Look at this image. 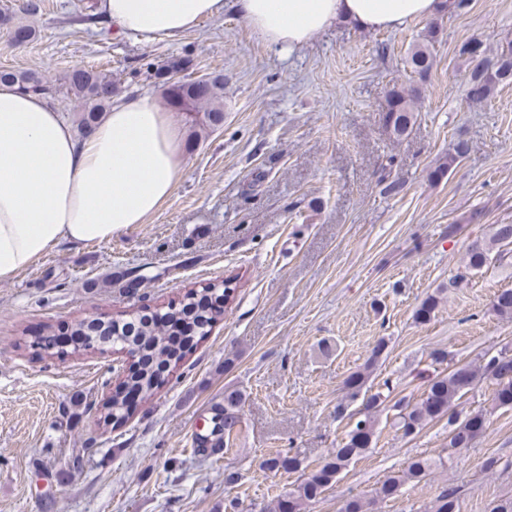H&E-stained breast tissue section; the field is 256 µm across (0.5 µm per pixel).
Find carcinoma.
Wrapping results in <instances>:
<instances>
[{
    "label": "carcinoma",
    "instance_id": "1",
    "mask_svg": "<svg viewBox=\"0 0 512 512\" xmlns=\"http://www.w3.org/2000/svg\"><path fill=\"white\" fill-rule=\"evenodd\" d=\"M35 27L32 23L20 22L12 28L11 40L22 45L32 40ZM460 54L473 64L467 81L466 97L475 104L492 100L499 84L512 80V40L504 39L492 52L480 41H469L460 48ZM405 64L410 73L423 81L433 67V57L425 43H418L409 49ZM195 58L190 53L172 56L158 63H146V72L163 87L167 105L177 111L203 112L209 125L219 127L224 123V75H210L201 83L190 77L196 70ZM16 86L26 93L40 94L52 101L59 95L73 97L82 103L80 134L91 130L107 112L112 98L117 94L118 85L112 77L74 66L58 83H52L35 72L0 70V83ZM420 97L419 88L413 84L393 87L389 92L385 122L390 133L397 139L409 135L417 122L416 103ZM469 145L463 140L453 144L448 155L432 171V178L441 180L460 164L467 155ZM512 253V224H493L489 236L473 242L467 249L461 270L454 282L467 279L474 272L487 265L490 258L502 261ZM191 298L183 305L170 307L163 320L147 317H133L129 320H112L111 343L121 345L138 353L141 367L112 394L110 402L103 405L100 420L103 425L116 427L125 422L131 414V407L125 400L126 392L132 390L143 399L151 397L159 387L158 372L163 365L180 361L183 353L171 344L173 325L191 313L199 327L200 337L208 334L213 315L205 310H192ZM441 297L431 294L415 311V320L426 323L439 308ZM494 313L502 319L512 320V289L499 292L492 304ZM72 335L81 336L73 352L87 351L96 342V336L81 322L71 327ZM385 341H380L365 365L352 372L345 382L346 394L337 405L339 412L347 410L350 403L362 399V409L349 414L356 418L348 430L342 445L332 452L321 466L311 471L300 483L288 491V496L278 499L273 512H303L308 503L318 499L325 488L331 486L348 463L362 456L371 447L380 414L386 410L388 396L378 391L370 393L367 382L371 377L382 353ZM488 381L493 386L492 404L495 408H512V349L504 346L494 354L488 352L477 361L448 368V373H438L428 379L427 389L420 401L412 404L400 399L392 405L394 411L392 426L403 437L417 433L425 424L448 417L451 429L448 433V447L469 448L480 437L487 424V412L471 413L461 421L454 414L455 402L463 398L474 386ZM242 394L238 391L224 394V413L211 417L213 427L199 440L206 443H227L238 431L239 405ZM302 460L296 456L273 457L266 460L271 471L285 470L288 473L299 470ZM434 462L416 458L409 462L402 474L391 476L375 490L376 497L384 500L397 495L401 487L410 481L426 477ZM458 489L445 488L438 495L434 512H456Z\"/></svg>",
    "mask_w": 512,
    "mask_h": 512
}]
</instances>
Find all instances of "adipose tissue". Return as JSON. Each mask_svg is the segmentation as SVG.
<instances>
[{
    "mask_svg": "<svg viewBox=\"0 0 512 512\" xmlns=\"http://www.w3.org/2000/svg\"><path fill=\"white\" fill-rule=\"evenodd\" d=\"M266 42L293 49L331 25L394 29L433 16L438 0H235ZM104 15L146 37L175 39L224 0H102ZM182 171L180 132L150 98L112 106L77 137L40 96L0 85V281L60 242H104L145 223Z\"/></svg>",
    "mask_w": 512,
    "mask_h": 512,
    "instance_id": "ef3b65f1",
    "label": "adipose tissue"
}]
</instances>
